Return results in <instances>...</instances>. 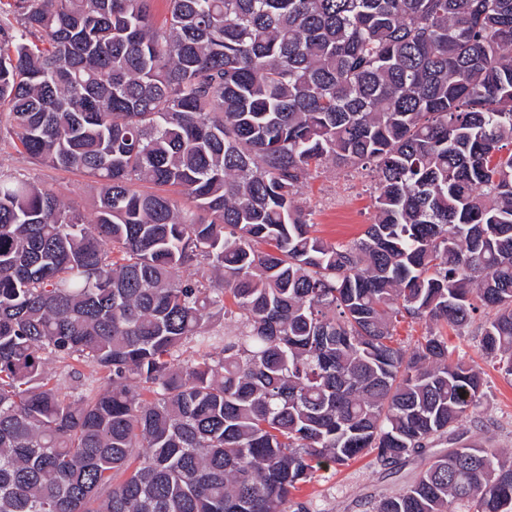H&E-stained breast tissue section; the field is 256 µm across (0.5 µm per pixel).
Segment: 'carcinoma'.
Here are the masks:
<instances>
[{
	"instance_id": "obj_1",
	"label": "carcinoma",
	"mask_w": 512,
	"mask_h": 512,
	"mask_svg": "<svg viewBox=\"0 0 512 512\" xmlns=\"http://www.w3.org/2000/svg\"><path fill=\"white\" fill-rule=\"evenodd\" d=\"M152 2L0 0V128L97 190L88 220L0 172V512H287L398 464L483 386L405 319L489 311L512 377V0ZM328 161L375 181L349 244L296 201ZM463 436L372 512H512V458ZM46 367L52 382L68 394L73 391L74 393L80 391L81 388H86L89 385L94 388H103L108 383L105 372L99 371L91 365L78 363L72 359L52 358L47 362ZM75 388L78 389L75 390Z\"/></svg>"
}]
</instances>
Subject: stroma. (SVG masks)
<instances>
[{
  "label": "stroma",
  "mask_w": 512,
  "mask_h": 512,
  "mask_svg": "<svg viewBox=\"0 0 512 512\" xmlns=\"http://www.w3.org/2000/svg\"><path fill=\"white\" fill-rule=\"evenodd\" d=\"M0 170L23 175L58 191L65 201L77 203L85 216L94 213L96 190L82 172L39 164L14 139L1 135ZM296 200L317 235L333 242L358 238L375 220L372 183L359 169L324 164L310 172ZM486 319V314L480 313L463 330L445 325L441 331L448 338L449 351L473 365L483 379L482 397L468 427V440L503 450L512 457V381L504 379L481 354ZM47 370L53 383L67 393L85 385L103 388L108 383L105 372L71 359H50ZM455 445L454 436L440 438L429 445L425 455L407 458L393 473L371 454L318 471L293 493L288 512H369L370 502L409 486L430 456L445 453Z\"/></svg>",
  "instance_id": "stroma-1"
}]
</instances>
